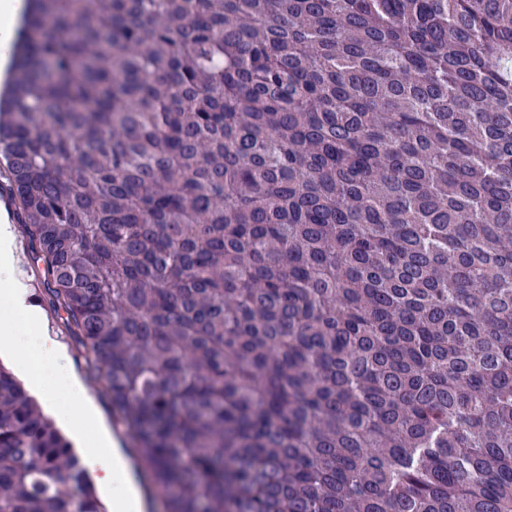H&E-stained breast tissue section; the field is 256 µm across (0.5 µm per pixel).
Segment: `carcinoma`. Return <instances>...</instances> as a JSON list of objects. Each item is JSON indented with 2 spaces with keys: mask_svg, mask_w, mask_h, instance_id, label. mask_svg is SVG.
Returning a JSON list of instances; mask_svg holds the SVG:
<instances>
[{
  "mask_svg": "<svg viewBox=\"0 0 512 512\" xmlns=\"http://www.w3.org/2000/svg\"><path fill=\"white\" fill-rule=\"evenodd\" d=\"M35 2L0 177L168 512H512V0ZM0 512H103L1 365Z\"/></svg>",
  "mask_w": 512,
  "mask_h": 512,
  "instance_id": "carcinoma-1",
  "label": "carcinoma"
}]
</instances>
